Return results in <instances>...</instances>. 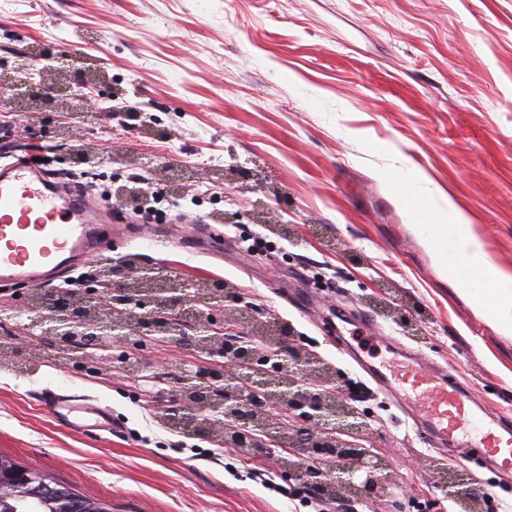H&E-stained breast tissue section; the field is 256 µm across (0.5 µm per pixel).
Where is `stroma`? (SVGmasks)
Returning a JSON list of instances; mask_svg holds the SVG:
<instances>
[{"label": "stroma", "mask_w": 512, "mask_h": 512, "mask_svg": "<svg viewBox=\"0 0 512 512\" xmlns=\"http://www.w3.org/2000/svg\"><path fill=\"white\" fill-rule=\"evenodd\" d=\"M34 47L61 58H32ZM0 49L45 84L68 59L96 72L144 120L132 129L103 116L80 146L148 179L196 166L181 203L234 222L199 237L191 223L133 224L126 210L132 237L118 257L228 284L224 320L245 310L270 333L288 326L292 347L325 362L335 385L353 369L341 346L376 365L408 346L451 365L489 415L512 421V333L453 276L397 178L420 173L449 194L512 273V0H0ZM244 231L292 265L243 253ZM311 271L332 289L312 288ZM138 356L142 378L117 365L92 377L55 360L31 372L0 365V455L108 512H313L250 478L255 464L296 487L292 449L248 463L160 424L158 393L196 362L193 348L150 343ZM50 389L94 396L120 432L56 422L41 404ZM372 404L360 442L404 493L360 512H413L418 501L450 512L433 457L471 475L482 512H512V464L498 474L440 453L387 394Z\"/></svg>", "instance_id": "1"}]
</instances>
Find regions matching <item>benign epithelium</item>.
I'll return each instance as SVG.
<instances>
[{"label": "benign epithelium", "instance_id": "7a95c632", "mask_svg": "<svg viewBox=\"0 0 512 512\" xmlns=\"http://www.w3.org/2000/svg\"><path fill=\"white\" fill-rule=\"evenodd\" d=\"M5 68L6 64L0 65V91L6 89L14 97L24 88L36 104L55 102L61 112L72 110L71 100L77 98L97 104L88 94L67 93L60 82L36 84L20 76L21 68L14 67L10 73ZM129 269L123 264L107 271L94 290V301L68 289L46 292L37 305L28 309L22 329L35 339L50 337L58 344L79 339L99 351L93 358H67L65 365L76 374L98 373L102 362L112 360V352L133 337L188 343L203 353L211 366L195 364L181 370V376L193 387L189 395L177 396L170 411L196 421L224 418V443L237 448L248 441L249 425L259 417L275 420L271 408L278 407L302 423L291 433L284 424L276 423L280 435L294 440L296 454L332 463L329 472L313 466L301 472L306 483L320 491L339 484L359 501L400 496V486L388 478L386 462L341 437L342 432L355 429L349 423L351 416L341 410L344 400L333 398L337 394L333 380L322 376L323 367L316 357L293 353L288 329L281 330L276 348H262L253 337L226 348L213 324V312L234 300L223 283L202 285L173 277L156 266L141 269L133 281ZM191 301L201 305L197 312L204 321L203 332L188 338L169 335L168 326ZM268 362L280 369V390H262L254 381L266 374L261 364ZM331 416L342 420L334 432L325 427Z\"/></svg>", "mask_w": 512, "mask_h": 512}]
</instances>
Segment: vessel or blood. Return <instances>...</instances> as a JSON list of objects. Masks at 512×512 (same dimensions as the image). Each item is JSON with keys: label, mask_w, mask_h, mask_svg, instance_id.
Masks as SVG:
<instances>
[{"label": "vessel or blood", "mask_w": 512, "mask_h": 512, "mask_svg": "<svg viewBox=\"0 0 512 512\" xmlns=\"http://www.w3.org/2000/svg\"><path fill=\"white\" fill-rule=\"evenodd\" d=\"M121 243L122 226L111 208L67 190L41 168L13 157L0 162V280L38 286L57 270L72 267L102 252L107 242ZM371 376L395 396L414 395L423 410L416 422L427 441L461 442L464 460H482L490 467L512 460V426L488 424L474 414L468 390L452 370L416 359L413 366L390 376L371 369ZM42 403L57 421L100 435L117 430L112 412L88 395L46 391Z\"/></svg>", "instance_id": "obj_1"}]
</instances>
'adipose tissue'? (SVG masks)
<instances>
[{"mask_svg": "<svg viewBox=\"0 0 512 512\" xmlns=\"http://www.w3.org/2000/svg\"><path fill=\"white\" fill-rule=\"evenodd\" d=\"M412 196L425 199L436 234L432 241L439 254L448 258L449 267L458 275L479 305L503 331L512 332V276L489 260L471 224L450 197L434 192L422 180L409 186Z\"/></svg>", "mask_w": 512, "mask_h": 512, "instance_id": "1", "label": "adipose tissue"}]
</instances>
